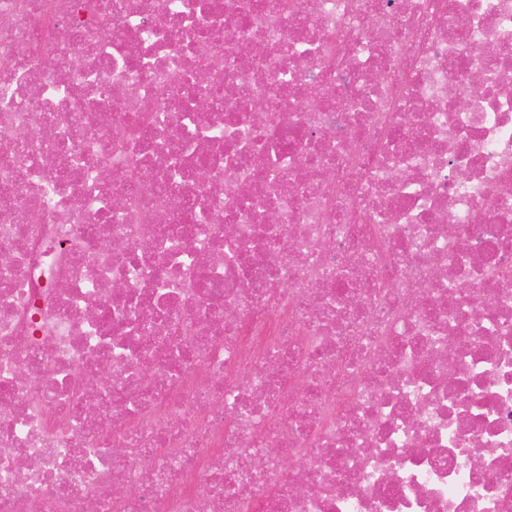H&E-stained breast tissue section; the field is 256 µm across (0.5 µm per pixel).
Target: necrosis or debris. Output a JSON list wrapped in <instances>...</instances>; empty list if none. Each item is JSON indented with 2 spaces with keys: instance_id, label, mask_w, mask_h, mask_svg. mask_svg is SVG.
Masks as SVG:
<instances>
[{
  "instance_id": "necrosis-or-debris-1",
  "label": "necrosis or debris",
  "mask_w": 512,
  "mask_h": 512,
  "mask_svg": "<svg viewBox=\"0 0 512 512\" xmlns=\"http://www.w3.org/2000/svg\"><path fill=\"white\" fill-rule=\"evenodd\" d=\"M502 270L512 0H0V512H512Z\"/></svg>"
}]
</instances>
